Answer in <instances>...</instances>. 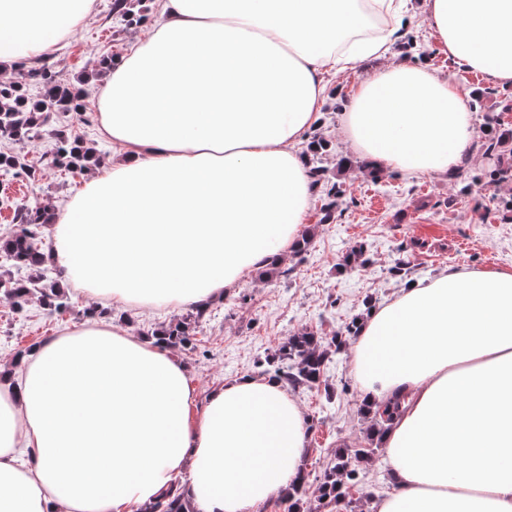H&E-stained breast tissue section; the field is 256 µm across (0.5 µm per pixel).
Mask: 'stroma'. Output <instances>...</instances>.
Returning <instances> with one entry per match:
<instances>
[{
	"mask_svg": "<svg viewBox=\"0 0 512 512\" xmlns=\"http://www.w3.org/2000/svg\"><path fill=\"white\" fill-rule=\"evenodd\" d=\"M112 0H96L95 12L76 30L66 46L47 61L58 80L75 86L89 106H96L106 76L98 69L101 56L119 55L137 35L139 26L112 14ZM410 22L392 46L393 61L424 62L451 77L459 89L480 99L474 113L478 144L464 158L458 174L430 177L401 171L375 173L366 158L352 152L341 131L342 113L359 81L379 60L366 61L360 70L329 76L330 95L313 137L326 146L317 166L325 174L316 184L314 202L304 227L312 235L306 251L283 258L281 274L268 277L255 270L225 289L197 325L187 345L175 352L186 365L188 379L199 397L225 381L262 376L263 362L288 336L307 330L324 339L344 332L368 307L390 301L398 288L425 281L447 268L461 271H512V187L483 183L492 160L479 147L489 122L500 118L512 127V89L484 81L480 73L458 67L444 54L429 27L424 0H411ZM57 125L79 135L94 148L95 164L112 157V147L96 121L80 122L75 113L56 112ZM49 139L0 142V152L19 158L32 175H0V239L14 234L17 208L27 204L59 211L79 192L87 172L71 173L50 164ZM347 167H339L340 159ZM339 187L344 213L336 222L321 223L320 209L328 203L330 187ZM363 247L366 264L343 267L352 247ZM69 307L58 312L30 296L15 308L0 296V364L17 372L16 357L32 345L86 319L89 310L106 314L112 325L144 337L181 319V312L146 307H119L78 294L57 268L48 272ZM292 397L309 420L305 506L336 512L335 505L319 506L318 488L325 471L343 448H365L369 454L358 466L351 487L353 512H366L368 497L390 491L381 445H370L367 423L360 413L362 392L350 372V353L327 361L319 383L292 390Z\"/></svg>",
	"mask_w": 512,
	"mask_h": 512,
	"instance_id": "1",
	"label": "stroma"
}]
</instances>
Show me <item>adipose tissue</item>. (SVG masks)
I'll return each mask as SVG.
<instances>
[{
    "mask_svg": "<svg viewBox=\"0 0 512 512\" xmlns=\"http://www.w3.org/2000/svg\"><path fill=\"white\" fill-rule=\"evenodd\" d=\"M97 100L112 160L52 217L49 264L83 295L208 308L296 250L314 187L299 144L327 74L386 56L405 0H158ZM95 0H0V77L55 55ZM458 65L512 87V0H426ZM345 140L377 172L450 175L476 136L467 94L426 66L360 82ZM368 403L400 401L371 512H512V271L448 268L358 325ZM0 374V512H135L185 479L195 512H258L297 482L308 421L278 381L197 403L164 345L92 319Z\"/></svg>",
    "mask_w": 512,
    "mask_h": 512,
    "instance_id": "obj_1",
    "label": "adipose tissue"
}]
</instances>
